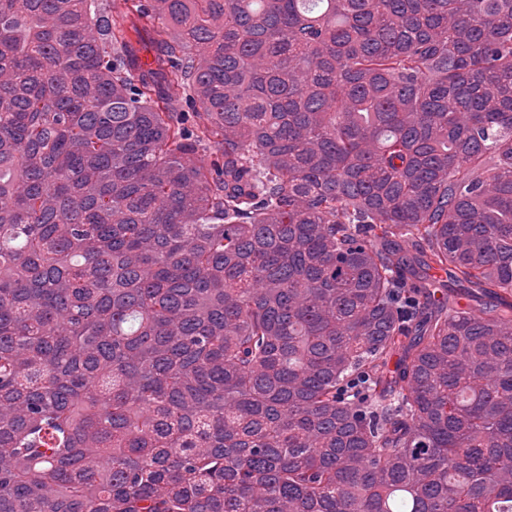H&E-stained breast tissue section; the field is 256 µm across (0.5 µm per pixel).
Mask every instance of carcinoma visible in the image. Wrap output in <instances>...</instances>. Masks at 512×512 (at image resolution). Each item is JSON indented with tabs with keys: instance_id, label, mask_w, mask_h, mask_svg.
Returning a JSON list of instances; mask_svg holds the SVG:
<instances>
[{
	"instance_id": "obj_1",
	"label": "carcinoma",
	"mask_w": 512,
	"mask_h": 512,
	"mask_svg": "<svg viewBox=\"0 0 512 512\" xmlns=\"http://www.w3.org/2000/svg\"><path fill=\"white\" fill-rule=\"evenodd\" d=\"M0 512H512V0H0Z\"/></svg>"
}]
</instances>
